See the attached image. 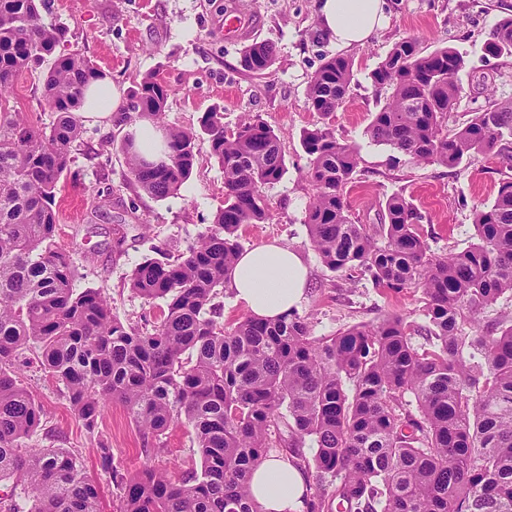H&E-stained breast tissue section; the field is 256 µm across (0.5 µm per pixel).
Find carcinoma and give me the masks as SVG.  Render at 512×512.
Segmentation results:
<instances>
[{"instance_id":"cac0c4a2","label":"carcinoma","mask_w":512,"mask_h":512,"mask_svg":"<svg viewBox=\"0 0 512 512\" xmlns=\"http://www.w3.org/2000/svg\"><path fill=\"white\" fill-rule=\"evenodd\" d=\"M38 2L0 0V479L20 486L0 512H101L99 488L73 452L22 451L43 417L18 376L31 342L86 430L110 402L146 444L181 419L191 427L199 466L179 481L158 469L114 471L111 444L99 443L120 512H263L250 474L282 445L320 489L305 496L306 512H512V319H484L512 296V177L473 210L477 242L437 256L421 234L424 216L400 193L383 199L380 223H355L345 189L357 176L356 148L326 124L306 131V224L321 262L393 292L420 289L426 325L393 314L316 338L293 311L226 329L214 299L241 252L240 228L270 219L264 189L286 170L280 138L257 116L228 129L220 112L205 113L199 133L164 128L168 153L159 162L141 157L129 137L130 181L154 198L178 194L201 133L224 169V206L198 242L176 257L159 249L131 273V290L166 300L167 310L149 328L130 326L100 290L74 288L75 260L54 242L59 184L84 133L83 91L103 72L79 51L60 50L63 34L41 23ZM487 50L512 56V15L498 21ZM43 64L40 105L56 114L48 128L9 102L18 74ZM274 64L268 43L241 50L240 66L254 78ZM353 66L342 54L325 58L307 86L309 109L328 118L343 108ZM464 66L453 48L397 42L369 73L384 102L366 134L448 169L509 157L512 101L445 124ZM171 93L147 74L130 91L129 110L157 124ZM415 335L425 343L415 346ZM307 439L316 445L310 459L300 452Z\"/></svg>"}]
</instances>
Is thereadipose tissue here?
Masks as SVG:
<instances>
[{"label":"adipose tissue","mask_w":512,"mask_h":512,"mask_svg":"<svg viewBox=\"0 0 512 512\" xmlns=\"http://www.w3.org/2000/svg\"><path fill=\"white\" fill-rule=\"evenodd\" d=\"M323 32L344 47L361 46L385 20L384 0H319ZM234 300L252 317L271 320L297 309L307 285L302 257L263 243L242 251L227 277ZM250 492L265 512H303L305 479L288 458L272 455L252 472Z\"/></svg>","instance_id":"ef3b65f1"}]
</instances>
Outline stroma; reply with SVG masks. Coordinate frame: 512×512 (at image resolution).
Masks as SVG:
<instances>
[{"mask_svg":"<svg viewBox=\"0 0 512 512\" xmlns=\"http://www.w3.org/2000/svg\"><path fill=\"white\" fill-rule=\"evenodd\" d=\"M229 7L259 14L254 39L270 43L276 54L265 78L243 73L240 45L225 41L224 12ZM384 10L387 25L365 45L348 49L354 61L349 97L327 122L309 110L306 97L309 79L323 58L339 52L319 26L316 0H42L40 18L45 26L65 30L71 47L92 59L121 93H129L144 75H157L172 90L164 115L167 125L195 129L204 113L217 110L225 127L257 116L275 130L285 146L286 172L265 189L270 220L241 228L240 241L246 248L276 241L301 255L309 279L298 313L320 338L389 314L418 324L425 316L420 291L377 288L367 278L330 271L320 261L305 223L312 198L303 177L306 130L329 124L337 138L357 149L360 175L346 189L356 223H377L383 197L403 193L422 211L421 231L438 256L473 243L474 208L492 203L499 180L512 175V166L499 157L466 161L452 171L419 164L366 134L379 103L368 75L406 37L417 38L428 51L448 46L463 55V97L453 121L467 119L489 102L512 99V56L496 57L484 49L499 19L512 14V0H385ZM39 95V72L26 71L18 76L10 103L47 127L54 115L40 110ZM136 125L133 118L85 122L83 139L57 195L55 241L76 259L77 289H100L114 315L142 327L159 320L166 302L132 292V270L154 249L176 254L198 240L224 202V171L211 158L207 140L199 139L197 164L178 195L153 198L129 180L121 151ZM120 219L127 224L121 243L112 233ZM39 354L35 344L24 351L30 363L24 383L43 411L41 430L26 439L24 447L75 453L100 488L102 512H119L113 471L132 475L151 467L176 480L197 462L192 430L183 421L174 423L160 444L148 447L123 408L110 403L95 432H87L72 412L63 385L40 370ZM102 439L112 445L108 468L98 454Z\"/></svg>","mask_w":512,"mask_h":512,"instance_id":"obj_1","label":"stroma"}]
</instances>
